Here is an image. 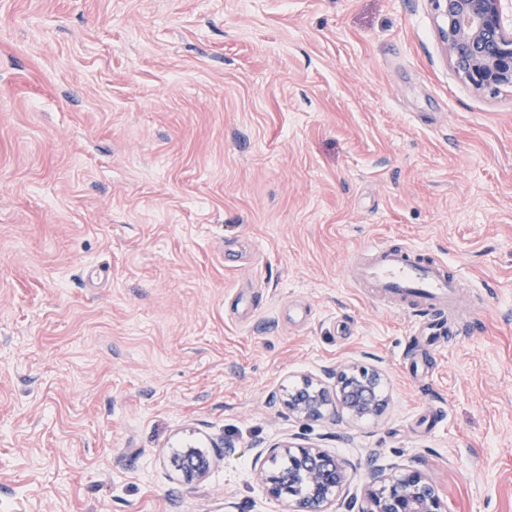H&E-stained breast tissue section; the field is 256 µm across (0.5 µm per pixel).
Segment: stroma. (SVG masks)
Listing matches in <instances>:
<instances>
[{"label":"stroma","mask_w":512,"mask_h":512,"mask_svg":"<svg viewBox=\"0 0 512 512\" xmlns=\"http://www.w3.org/2000/svg\"><path fill=\"white\" fill-rule=\"evenodd\" d=\"M382 240L462 283L419 382L414 316L353 282ZM352 365L381 416H289ZM291 434L351 493L416 466L512 512V88L459 78L431 0H0V512H288L254 464ZM331 402L327 386L320 380L307 379L288 393L284 404L288 413L304 419H317L324 415ZM196 448H186L177 461H173V466L180 471L186 478H201L206 473L208 463L205 459L198 458Z\"/></svg>","instance_id":"stroma-1"}]
</instances>
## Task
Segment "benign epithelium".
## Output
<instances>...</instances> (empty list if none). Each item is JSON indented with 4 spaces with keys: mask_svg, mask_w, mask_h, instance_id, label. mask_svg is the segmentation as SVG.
I'll return each mask as SVG.
<instances>
[{
    "mask_svg": "<svg viewBox=\"0 0 512 512\" xmlns=\"http://www.w3.org/2000/svg\"><path fill=\"white\" fill-rule=\"evenodd\" d=\"M440 17L445 51L455 72L474 90L495 92L512 87V27L505 23L506 0H432ZM334 380L341 415L351 421L375 417L383 411L381 374L367 367H343L328 373ZM331 402L327 386L307 379L288 393V413L304 419L324 415ZM265 463L256 471L269 497L279 499L295 475L310 486L306 501H294L297 512H448V504L426 474L414 467L388 474L373 465L361 496L346 493L352 464L315 445L290 438L268 447ZM186 478H201L208 463L194 448L173 462Z\"/></svg>",
    "mask_w": 512,
    "mask_h": 512,
    "instance_id": "obj_1",
    "label": "benign epithelium"
}]
</instances>
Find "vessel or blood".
I'll return each instance as SVG.
<instances>
[{"mask_svg":"<svg viewBox=\"0 0 512 512\" xmlns=\"http://www.w3.org/2000/svg\"><path fill=\"white\" fill-rule=\"evenodd\" d=\"M355 284L371 297L393 307L409 306L424 312L415 329L432 353L439 339L459 335L448 311L460 297V284L445 261L411 247L376 244L353 262Z\"/></svg>","mask_w":512,"mask_h":512,"instance_id":"vessel-or-blood-1","label":"vessel or blood"}]
</instances>
